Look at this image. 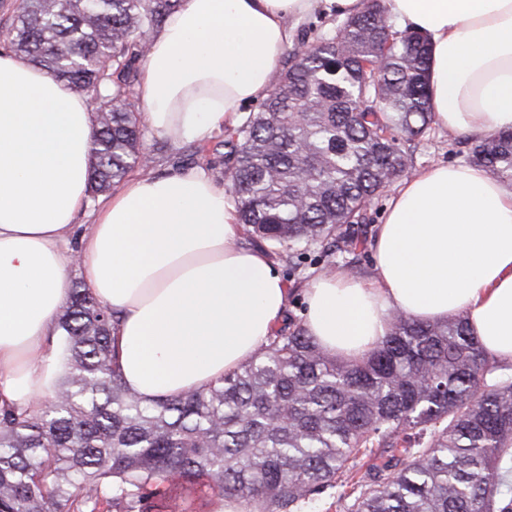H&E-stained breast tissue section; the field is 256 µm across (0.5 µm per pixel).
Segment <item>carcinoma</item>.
I'll return each mask as SVG.
<instances>
[{
  "mask_svg": "<svg viewBox=\"0 0 512 512\" xmlns=\"http://www.w3.org/2000/svg\"><path fill=\"white\" fill-rule=\"evenodd\" d=\"M181 0H14L0 45L89 98L91 199L145 154L134 65ZM429 50L384 0L289 51L261 112L224 131L240 223L298 270L366 249V211L411 173L432 124ZM468 160L512 183V130ZM58 327L68 371L54 405L0 410V512H196L211 491L244 512H300L352 484L344 512H512V372L459 314L400 312L359 361L322 351L288 319L249 361L201 392L145 404L114 363V313L71 288ZM371 464L363 468L362 461Z\"/></svg>",
  "mask_w": 512,
  "mask_h": 512,
  "instance_id": "cac0c4a2",
  "label": "carcinoma"
}]
</instances>
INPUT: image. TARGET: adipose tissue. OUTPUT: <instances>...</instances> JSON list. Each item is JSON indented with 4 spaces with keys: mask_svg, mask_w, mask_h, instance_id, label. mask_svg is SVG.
<instances>
[{
    "mask_svg": "<svg viewBox=\"0 0 512 512\" xmlns=\"http://www.w3.org/2000/svg\"><path fill=\"white\" fill-rule=\"evenodd\" d=\"M422 33L434 125L476 137L512 129V0H386ZM363 0H183L149 38L136 91L173 144L204 143L265 100L291 21L359 12ZM94 114L84 97L0 52V409L35 411L66 365L58 336L66 269L115 312L118 362L141 400L176 398L235 371L282 322L288 285L239 240L230 194L199 170L134 177L77 218ZM375 275L323 272L303 326L327 354L356 359L394 311L464 312L485 353L512 366V184L470 164L406 178L371 246Z\"/></svg>",
    "mask_w": 512,
    "mask_h": 512,
    "instance_id": "ef3b65f1",
    "label": "adipose tissue"
}]
</instances>
